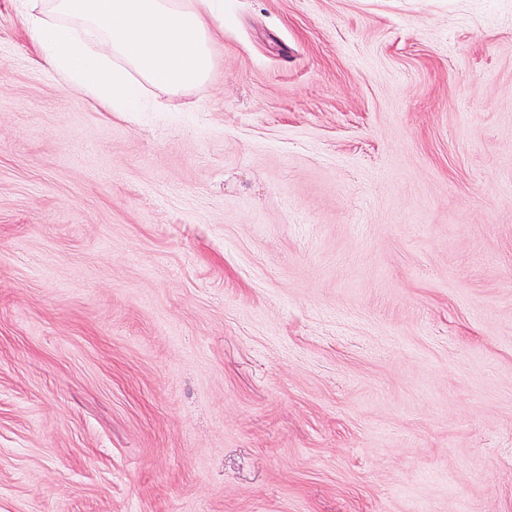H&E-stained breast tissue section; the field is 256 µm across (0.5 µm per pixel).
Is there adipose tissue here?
Instances as JSON below:
<instances>
[{
	"label": "adipose tissue",
	"instance_id": "obj_1",
	"mask_svg": "<svg viewBox=\"0 0 512 512\" xmlns=\"http://www.w3.org/2000/svg\"><path fill=\"white\" fill-rule=\"evenodd\" d=\"M41 60L110 112H135L148 87L177 92L211 70L218 0H25Z\"/></svg>",
	"mask_w": 512,
	"mask_h": 512
}]
</instances>
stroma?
<instances>
[{
    "label": "stroma",
    "mask_w": 512,
    "mask_h": 512,
    "mask_svg": "<svg viewBox=\"0 0 512 512\" xmlns=\"http://www.w3.org/2000/svg\"><path fill=\"white\" fill-rule=\"evenodd\" d=\"M108 112L0 0V512H512V0H223Z\"/></svg>",
    "instance_id": "35a3bbf8"
}]
</instances>
